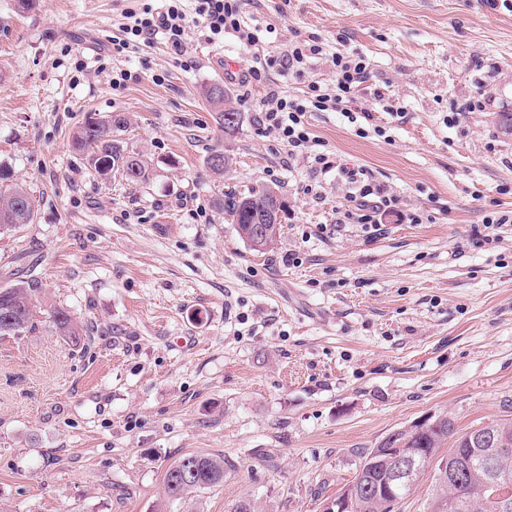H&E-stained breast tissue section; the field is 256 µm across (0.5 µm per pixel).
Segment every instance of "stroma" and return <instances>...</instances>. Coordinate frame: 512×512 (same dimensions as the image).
Segmentation results:
<instances>
[{"instance_id": "stroma-1", "label": "stroma", "mask_w": 512, "mask_h": 512, "mask_svg": "<svg viewBox=\"0 0 512 512\" xmlns=\"http://www.w3.org/2000/svg\"><path fill=\"white\" fill-rule=\"evenodd\" d=\"M162 6L0 0V167L35 206L0 234V287L40 286L35 331L0 337V512H320L395 431L512 419V135L496 121L512 113V0H245L251 49L192 22L181 50L113 52L127 13ZM298 40L323 51L281 67ZM339 52L365 60L366 116L309 113L325 170L265 136L259 105L334 90ZM218 82L241 114L230 137L201 93ZM478 86L485 110L451 122ZM116 112L146 183L72 148L88 115ZM215 147L233 158L220 177ZM366 180L404 220L348 217ZM262 185L287 209L259 254L216 202ZM56 308L88 326L83 346L57 336ZM187 453L233 468L168 500Z\"/></svg>"}]
</instances>
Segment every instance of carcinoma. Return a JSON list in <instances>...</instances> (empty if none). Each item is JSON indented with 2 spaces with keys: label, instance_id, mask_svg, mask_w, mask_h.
I'll use <instances>...</instances> for the list:
<instances>
[{
  "label": "carcinoma",
  "instance_id": "1",
  "mask_svg": "<svg viewBox=\"0 0 512 512\" xmlns=\"http://www.w3.org/2000/svg\"><path fill=\"white\" fill-rule=\"evenodd\" d=\"M128 117L115 113L103 119L87 116L85 122L73 134V147L87 153L94 165L102 172H118L126 181L133 184L149 180V168L142 156L129 148L122 138L128 130ZM232 161L230 154L220 148L210 151L206 158V168L216 177L224 175V169ZM279 191L270 186L252 187L247 190L229 191L219 200L218 209L224 215V222L236 226L240 237L249 230L247 218L243 214V203H248L253 211H264L272 197ZM34 201L26 188L12 185L5 196L0 198V230L7 231L34 220ZM267 238L258 242L249 241L247 245L257 253L274 250L280 240L281 228L278 224H267ZM39 292L33 281L18 280L0 288V336H19L36 328L37 312L34 298ZM52 322L56 333L66 343L78 347L83 341V327L75 321L68 311L55 309ZM488 426L497 430L500 467L512 474V421L496 420ZM460 435L455 423L448 417H438L428 428V433L418 434L413 429L394 432L380 444L382 448H391L400 443L405 448H426L429 459H435L441 448L447 443L457 444ZM234 467L230 461L219 455L187 453L182 455L164 477L165 494L172 500L182 499L193 491L208 489L224 483V472ZM390 464L387 456L371 448L364 453L360 470L347 486L359 489L354 512H391L382 510L375 495L377 482L380 481ZM486 475L476 466L467 482L461 485L436 484L429 512H500L496 502L489 495L481 494Z\"/></svg>",
  "mask_w": 512,
  "mask_h": 512
}]
</instances>
